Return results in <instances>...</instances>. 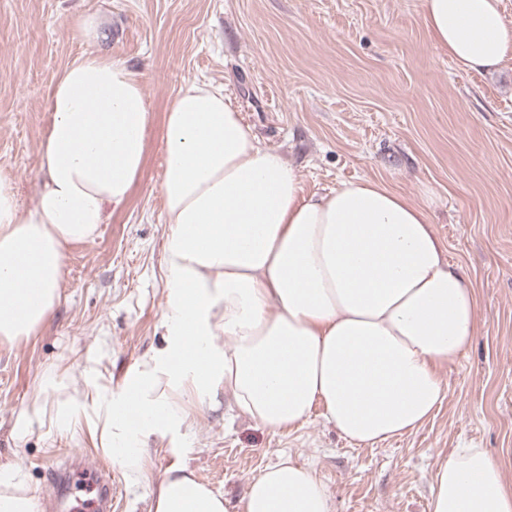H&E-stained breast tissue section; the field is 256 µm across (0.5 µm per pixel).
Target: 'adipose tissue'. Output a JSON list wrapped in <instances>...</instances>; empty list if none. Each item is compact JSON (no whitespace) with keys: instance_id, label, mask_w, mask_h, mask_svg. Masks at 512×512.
Returning <instances> with one entry per match:
<instances>
[{"instance_id":"ef3b65f1","label":"adipose tissue","mask_w":512,"mask_h":512,"mask_svg":"<svg viewBox=\"0 0 512 512\" xmlns=\"http://www.w3.org/2000/svg\"><path fill=\"white\" fill-rule=\"evenodd\" d=\"M432 41L461 68L512 56L500 0H422ZM40 183L21 206L0 170V340L32 335L59 298L66 245L93 239L140 176L151 123L143 81L112 56L66 65L47 100ZM165 347L118 393L89 390L60 418L101 429L113 465L144 476L146 440L186 423L185 396L227 398L268 429L314 405L359 446L416 431L448 396L441 368L477 334L478 299L448 262L429 205L370 179L303 195L298 171L260 145L223 87L189 80L164 117ZM0 512H42L20 472L0 468ZM151 512H228L187 465L167 467ZM241 512H332L315 474L284 461L254 476ZM430 512H512L484 449L438 465Z\"/></svg>"}]
</instances>
